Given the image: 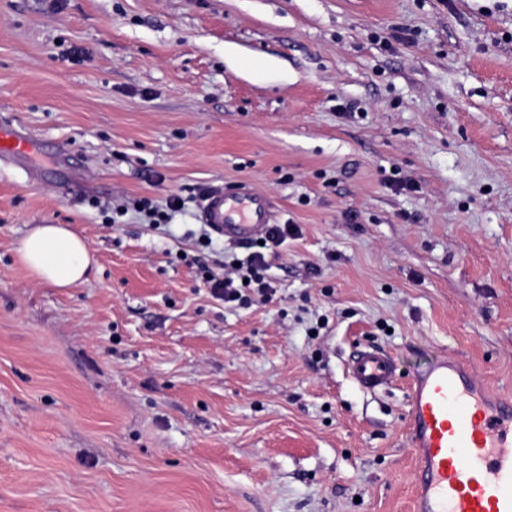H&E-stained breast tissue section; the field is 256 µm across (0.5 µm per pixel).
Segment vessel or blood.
<instances>
[{
  "label": "vessel or blood",
  "instance_id": "vessel-or-blood-1",
  "mask_svg": "<svg viewBox=\"0 0 512 512\" xmlns=\"http://www.w3.org/2000/svg\"><path fill=\"white\" fill-rule=\"evenodd\" d=\"M31 148L0 126L1 156ZM199 218L217 235L250 241L271 224L273 204L243 188L216 189L204 196ZM396 371L393 357L373 346L349 365L370 392ZM407 438L417 458L415 512H512V396L485 388L459 360L433 356L409 380Z\"/></svg>",
  "mask_w": 512,
  "mask_h": 512
}]
</instances>
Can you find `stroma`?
Returning <instances> with one entry per match:
<instances>
[{"label":"stroma","mask_w":512,"mask_h":512,"mask_svg":"<svg viewBox=\"0 0 512 512\" xmlns=\"http://www.w3.org/2000/svg\"><path fill=\"white\" fill-rule=\"evenodd\" d=\"M0 123L42 149L0 158V512H414L410 375L512 394V0H0ZM238 186L299 229L246 308L188 264L250 253L199 243ZM140 203L141 210L148 212V215L152 217V224H166L171 214L181 209L183 199L179 196L170 197L166 202V210L154 205L150 199H143ZM18 254L37 282L54 288L85 283L95 261L84 239L68 224H33ZM397 367L391 355L373 346L359 349L350 361L349 372L364 390L375 392L393 381Z\"/></svg>","instance_id":"stroma-1"}]
</instances>
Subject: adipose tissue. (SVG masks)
I'll return each mask as SVG.
<instances>
[{"instance_id":"ef3b65f1","label":"adipose tissue","mask_w":512,"mask_h":512,"mask_svg":"<svg viewBox=\"0 0 512 512\" xmlns=\"http://www.w3.org/2000/svg\"><path fill=\"white\" fill-rule=\"evenodd\" d=\"M19 259L39 283L69 288L85 283L94 257L69 225L36 224L18 248Z\"/></svg>"}]
</instances>
